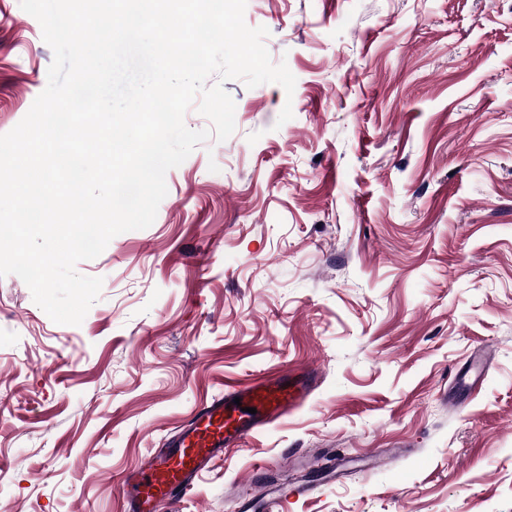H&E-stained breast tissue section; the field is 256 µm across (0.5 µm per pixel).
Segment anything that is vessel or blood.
Instances as JSON below:
<instances>
[{"label":"vessel or blood","instance_id":"b4317fda","mask_svg":"<svg viewBox=\"0 0 512 512\" xmlns=\"http://www.w3.org/2000/svg\"><path fill=\"white\" fill-rule=\"evenodd\" d=\"M312 387V375L295 366L251 384L225 385L223 395L203 403L174 438L125 475L128 512H167L225 452L299 409ZM307 491L304 485L271 490L257 483L250 494L271 504L288 495L302 497Z\"/></svg>","mask_w":512,"mask_h":512}]
</instances>
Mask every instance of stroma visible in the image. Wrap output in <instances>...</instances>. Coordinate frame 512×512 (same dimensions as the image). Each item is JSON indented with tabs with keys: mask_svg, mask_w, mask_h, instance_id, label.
Wrapping results in <instances>:
<instances>
[{
	"mask_svg": "<svg viewBox=\"0 0 512 512\" xmlns=\"http://www.w3.org/2000/svg\"><path fill=\"white\" fill-rule=\"evenodd\" d=\"M296 79L225 82L234 133L79 274L81 324L0 278V508L125 512L121 480L225 384L302 366L307 403L175 512H512V0H247ZM53 51L0 0V134ZM293 116L278 117L284 105ZM486 359L475 390L457 383ZM249 490L253 499H258V501L269 503L270 507L273 508L274 502L277 499L282 497L286 498L288 496L297 498L302 497L309 491V488L305 485H295L291 487L289 491L288 487L271 490L263 484L256 482L254 486Z\"/></svg>",
	"mask_w": 512,
	"mask_h": 512,
	"instance_id": "35a3bbf8",
	"label": "stroma"
}]
</instances>
